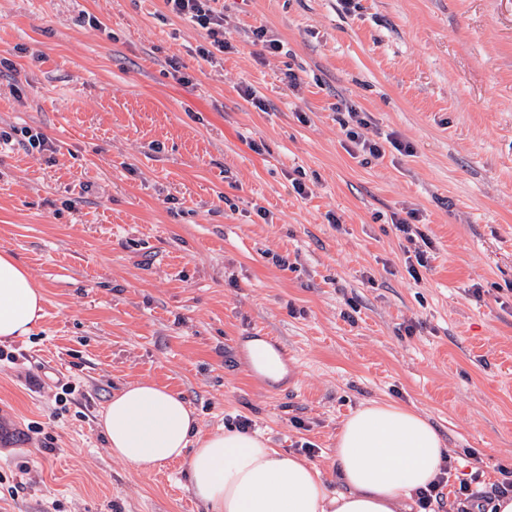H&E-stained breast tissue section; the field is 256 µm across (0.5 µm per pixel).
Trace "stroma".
<instances>
[{"label": "stroma", "instance_id": "stroma-1", "mask_svg": "<svg viewBox=\"0 0 512 512\" xmlns=\"http://www.w3.org/2000/svg\"><path fill=\"white\" fill-rule=\"evenodd\" d=\"M215 7L230 47L206 61L164 0H0V251L46 297L0 344V512H203L184 463L109 451L99 415L138 381L201 432L312 442L325 472L351 413L402 404L443 435L450 483L490 492L512 469V0ZM349 107L413 154L361 164ZM412 209L433 242L415 276ZM256 336L288 351L282 377L248 374Z\"/></svg>", "mask_w": 512, "mask_h": 512}]
</instances>
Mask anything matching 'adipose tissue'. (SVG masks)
<instances>
[{
  "label": "adipose tissue",
  "instance_id": "obj_1",
  "mask_svg": "<svg viewBox=\"0 0 512 512\" xmlns=\"http://www.w3.org/2000/svg\"><path fill=\"white\" fill-rule=\"evenodd\" d=\"M43 303L29 270L1 251L0 344L29 336ZM197 424L178 392L149 382L120 388L101 417L114 458L149 471L186 462L204 512H412L416 490L448 455L435 427L397 403H367L342 424L327 475L264 437L237 430L203 436Z\"/></svg>",
  "mask_w": 512,
  "mask_h": 512
}]
</instances>
